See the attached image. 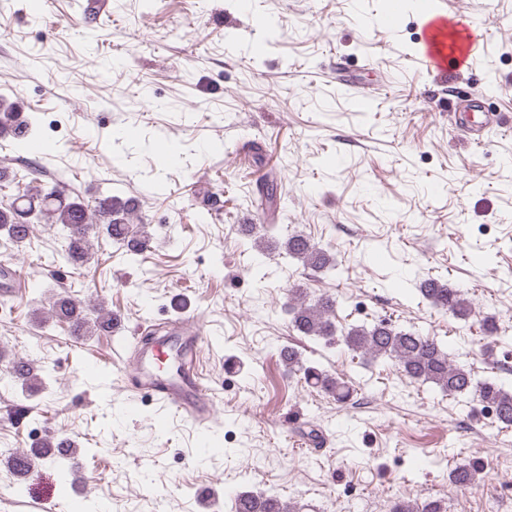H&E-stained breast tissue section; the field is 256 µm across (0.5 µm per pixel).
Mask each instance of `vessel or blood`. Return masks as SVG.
<instances>
[{"instance_id":"obj_1","label":"vessel or blood","mask_w":512,"mask_h":512,"mask_svg":"<svg viewBox=\"0 0 512 512\" xmlns=\"http://www.w3.org/2000/svg\"><path fill=\"white\" fill-rule=\"evenodd\" d=\"M460 14L454 10L436 13L424 26L423 44L416 57L427 69L447 72L449 66L468 65L479 47L478 37L451 43L449 36L458 31ZM204 342V332L194 318L179 323L166 345L167 361L157 367L154 347H141L126 367L137 380L136 391L151 401L196 422L209 421L214 403L192 365L197 349Z\"/></svg>"}]
</instances>
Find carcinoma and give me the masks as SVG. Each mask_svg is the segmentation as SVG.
Listing matches in <instances>:
<instances>
[{"mask_svg": "<svg viewBox=\"0 0 512 512\" xmlns=\"http://www.w3.org/2000/svg\"><path fill=\"white\" fill-rule=\"evenodd\" d=\"M12 128L13 137L22 144L31 137L32 123L20 120L13 112L0 113V128ZM131 201L105 196L96 205L89 206L77 197L65 196L54 188L42 184L32 185L25 193L17 195L6 207H0V236L11 244L22 246L30 240V214L58 227V234L67 242V259L75 264L89 260L90 233L103 234L119 244L127 259L138 261L148 249L151 235L144 224L129 223ZM280 249L285 257L300 261L304 268L314 272L336 269L334 257L303 234L288 236ZM421 296L434 307L452 313L458 319H466L472 305L465 294L451 282L427 278L420 283ZM294 302L290 305L293 328L304 336L323 340L327 344L343 343L349 350L360 354L369 362L389 359L395 362L409 380L432 383L440 390L454 396L468 395L480 406H491L496 420L505 428L512 426V388L495 380H478L471 369L452 360L439 342L430 336L404 330L391 321L379 319L370 325H350L341 330L334 322L336 299L321 295L313 300L302 297L303 291L293 290ZM52 312L60 321L72 324L77 331L110 333L114 330V314L100 306L93 318L70 298L53 302ZM280 357L290 374H300L305 384L334 400L345 403L352 397L353 389L343 378L326 374L303 363L300 354L291 347H283ZM38 378L33 364L24 358H16L6 372H0V383L13 381L27 383ZM61 445L46 444L27 453L29 464L36 459L60 458ZM479 466L469 463L452 472V480L458 485L472 483ZM234 512H298L292 502L281 501L274 495L245 492L237 496ZM391 512H447L441 499H426L413 505L406 501L394 503Z\"/></svg>", "mask_w": 512, "mask_h": 512, "instance_id": "1", "label": "carcinoma"}]
</instances>
